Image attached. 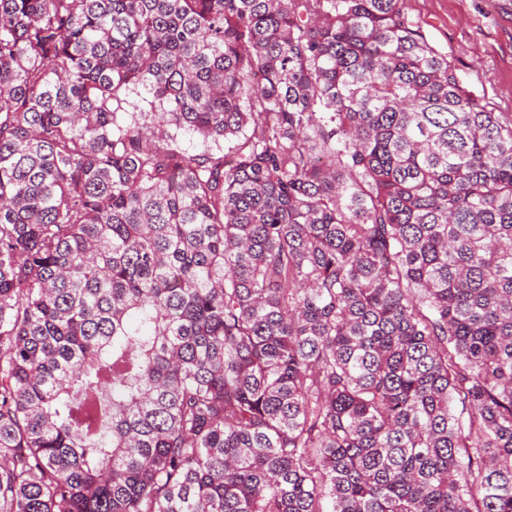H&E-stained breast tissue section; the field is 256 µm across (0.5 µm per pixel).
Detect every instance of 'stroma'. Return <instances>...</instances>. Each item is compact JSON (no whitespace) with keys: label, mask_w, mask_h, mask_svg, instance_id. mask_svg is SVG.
Here are the masks:
<instances>
[{"label":"stroma","mask_w":512,"mask_h":512,"mask_svg":"<svg viewBox=\"0 0 512 512\" xmlns=\"http://www.w3.org/2000/svg\"><path fill=\"white\" fill-rule=\"evenodd\" d=\"M403 11L468 89L512 121V0H403Z\"/></svg>","instance_id":"obj_1"}]
</instances>
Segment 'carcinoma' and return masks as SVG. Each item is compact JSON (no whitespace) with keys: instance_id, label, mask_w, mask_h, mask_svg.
Masks as SVG:
<instances>
[{"instance_id":"obj_1","label":"carcinoma","mask_w":512,"mask_h":512,"mask_svg":"<svg viewBox=\"0 0 512 512\" xmlns=\"http://www.w3.org/2000/svg\"><path fill=\"white\" fill-rule=\"evenodd\" d=\"M401 2L0 0V512H512V122Z\"/></svg>"}]
</instances>
